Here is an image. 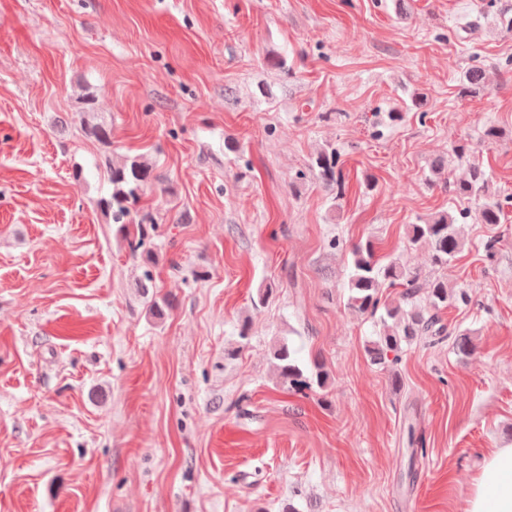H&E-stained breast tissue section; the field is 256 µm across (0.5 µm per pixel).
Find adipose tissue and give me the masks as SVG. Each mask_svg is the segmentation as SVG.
<instances>
[{"label": "adipose tissue", "mask_w": 512, "mask_h": 512, "mask_svg": "<svg viewBox=\"0 0 512 512\" xmlns=\"http://www.w3.org/2000/svg\"><path fill=\"white\" fill-rule=\"evenodd\" d=\"M486 473L494 481L476 478L467 499L466 512H512V448H496L484 458Z\"/></svg>", "instance_id": "1"}]
</instances>
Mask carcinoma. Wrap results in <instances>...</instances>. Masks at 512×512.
Wrapping results in <instances>:
<instances>
[{
  "mask_svg": "<svg viewBox=\"0 0 512 512\" xmlns=\"http://www.w3.org/2000/svg\"><path fill=\"white\" fill-rule=\"evenodd\" d=\"M484 83V70L480 66L469 68L464 74L463 89L479 88ZM84 134L105 142L110 130L100 124L81 120ZM452 152L459 161H467L469 176L460 181L448 182L453 196L472 203L482 224H501L505 220V202L489 194V177L484 168L468 161L467 148L458 144ZM309 169L313 176L335 196L342 194L343 173L339 166V154L333 147L319 149L312 157ZM156 180L154 165L141 155L127 157L112 165L109 181L112 193L102 202L104 210L118 225V232L127 242L132 256L138 255L146 261H153L150 247L151 232L156 224H132L129 217L140 203L144 192ZM470 210L462 209L458 215L440 212L423 221L410 225L408 236L412 245H428L432 251L434 266L443 270L462 249L456 224L457 218H466ZM351 272L348 280L346 305L353 313L372 319L379 325L375 339L369 341L366 351L376 365L396 364L404 347L426 338L437 341L447 335L442 322L441 311L458 302L468 301L465 291L448 287V280L437 278L430 287L421 283L420 273L396 258L376 257L371 241L356 244L352 250ZM385 288L400 289L398 299L382 300ZM271 356L278 371L280 383L296 391L313 387L324 389L329 376L323 367L313 364L310 371H304L297 363L296 350L285 338L271 347Z\"/></svg>",
  "mask_w": 512,
  "mask_h": 512,
  "instance_id": "cac0c4a2",
  "label": "carcinoma"
}]
</instances>
